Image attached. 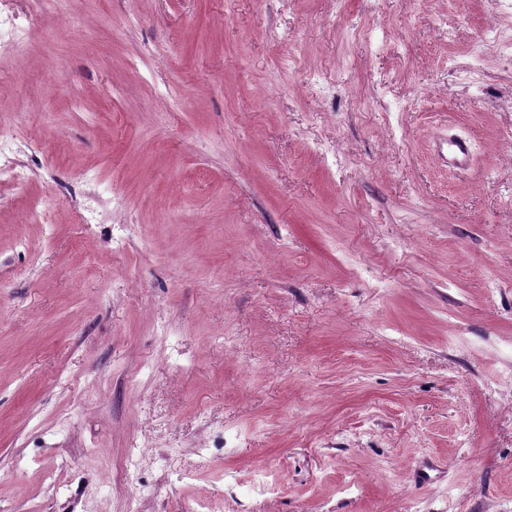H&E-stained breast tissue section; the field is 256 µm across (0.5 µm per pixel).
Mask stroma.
<instances>
[{"label": "stroma", "mask_w": 512, "mask_h": 512, "mask_svg": "<svg viewBox=\"0 0 512 512\" xmlns=\"http://www.w3.org/2000/svg\"><path fill=\"white\" fill-rule=\"evenodd\" d=\"M30 30L0 51L33 169L0 178V512H126L131 458L137 512H512V0Z\"/></svg>", "instance_id": "stroma-1"}]
</instances>
